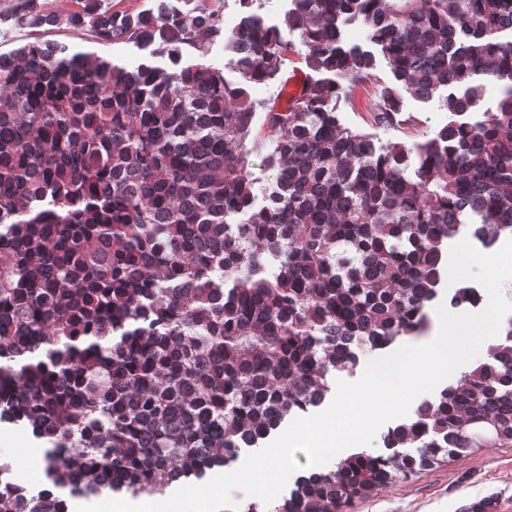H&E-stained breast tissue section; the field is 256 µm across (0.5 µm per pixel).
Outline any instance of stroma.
Wrapping results in <instances>:
<instances>
[{
	"label": "stroma",
	"mask_w": 512,
	"mask_h": 512,
	"mask_svg": "<svg viewBox=\"0 0 512 512\" xmlns=\"http://www.w3.org/2000/svg\"><path fill=\"white\" fill-rule=\"evenodd\" d=\"M13 0H0V53L10 52L41 39L68 44L74 49H94L86 32L68 27L30 28L16 25L11 17ZM393 76L384 58H377L370 77L353 86L341 103L345 125L375 135L382 142L418 140L448 120L440 98L428 101L404 95L401 122L392 128L373 126L379 92L392 84ZM497 494L504 512H512V448H481L448 464L422 471L380 488L369 500L355 503L349 512H459L471 500Z\"/></svg>",
	"instance_id": "35a3bbf8"
}]
</instances>
